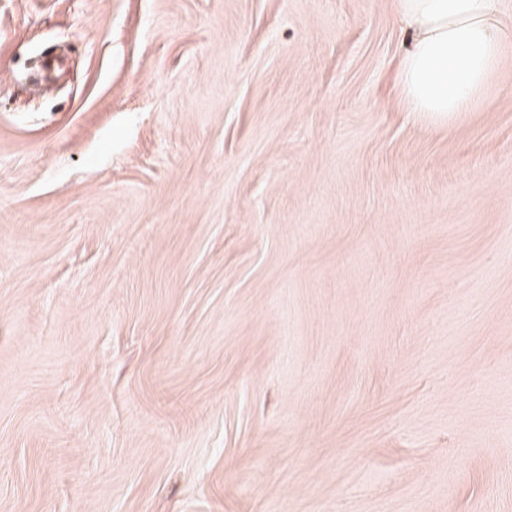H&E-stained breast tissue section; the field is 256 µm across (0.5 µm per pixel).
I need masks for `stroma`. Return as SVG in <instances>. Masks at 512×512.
Instances as JSON below:
<instances>
[{"label": "stroma", "mask_w": 512, "mask_h": 512, "mask_svg": "<svg viewBox=\"0 0 512 512\" xmlns=\"http://www.w3.org/2000/svg\"><path fill=\"white\" fill-rule=\"evenodd\" d=\"M409 38L0 0V512H512V67L434 123Z\"/></svg>", "instance_id": "1"}]
</instances>
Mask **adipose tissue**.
<instances>
[{"label": "adipose tissue", "instance_id": "obj_1", "mask_svg": "<svg viewBox=\"0 0 512 512\" xmlns=\"http://www.w3.org/2000/svg\"><path fill=\"white\" fill-rule=\"evenodd\" d=\"M411 44L399 63L410 112L448 122L480 108L512 58V25L499 0H392Z\"/></svg>", "mask_w": 512, "mask_h": 512}]
</instances>
